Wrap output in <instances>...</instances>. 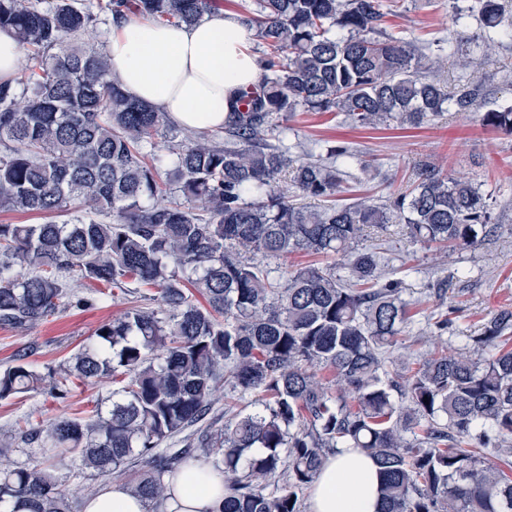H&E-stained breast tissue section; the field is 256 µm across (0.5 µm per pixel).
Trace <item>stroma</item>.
Masks as SVG:
<instances>
[{"label": "stroma", "instance_id": "35a3bbf8", "mask_svg": "<svg viewBox=\"0 0 512 512\" xmlns=\"http://www.w3.org/2000/svg\"><path fill=\"white\" fill-rule=\"evenodd\" d=\"M387 30L417 46L444 39L456 52L444 60L434 76L447 88L471 81L484 87L482 110L512 105V37L485 32L475 0H399L397 16ZM481 45L491 56L486 65L462 68L459 50ZM481 112L446 113L418 129L393 125L378 130L357 127L343 115L298 111L278 121L286 135L269 134V143L295 157L326 155L339 143L353 157L345 163L341 196H367L380 201L408 189L420 162L438 166L444 174L461 177L493 198L489 235L476 247L444 255L437 247L412 241L400 224L372 231L364 247L385 256L392 278L403 287V299L415 317L390 350L396 361L416 362L419 355L440 345L462 347L481 325L504 307H512V136L481 125ZM106 302L90 307H65L46 320L24 329L0 328V369L20 353H28L40 371L56 370L96 329L138 304L133 291L107 288ZM449 314L447 332L437 333L438 314ZM111 380L74 381L65 398L30 392L0 401V466L21 463L26 454L18 442L17 425L38 426L91 410L106 401ZM53 465L62 489L84 512L88 498L107 485V478L77 473L72 461L55 458Z\"/></svg>", "mask_w": 512, "mask_h": 512}]
</instances>
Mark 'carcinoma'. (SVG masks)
<instances>
[{
  "label": "carcinoma",
  "mask_w": 512,
  "mask_h": 512,
  "mask_svg": "<svg viewBox=\"0 0 512 512\" xmlns=\"http://www.w3.org/2000/svg\"><path fill=\"white\" fill-rule=\"evenodd\" d=\"M210 3L0 0V28L41 69L0 83V210L53 214L82 200L109 218L0 224V327L94 303L73 277L106 287L127 278L156 289L161 306L103 323L58 372L25 355L0 369V401L46 383L62 398L72 377L119 384L87 419L19 431L39 455L0 468V512H72L57 456L102 477L137 468L128 485L151 512L166 499L164 477L190 471L222 480V512H301L300 491L339 448L376 461L382 512H512V308L460 351L391 370L384 353L410 321L408 304L401 282L384 278L385 257L360 247L386 224L428 246H475L489 198L422 163L411 190L383 204H336L349 147L329 148L327 162L267 141L272 120L300 108L418 128L477 111L482 86L451 92L421 76L444 44L432 58L385 33V0H256L245 21L268 49L260 84L241 93L224 131L148 153L172 122L108 78L88 40L93 23L125 10L190 26ZM476 7L488 29L512 17V0ZM480 121L511 135L512 107ZM283 179L322 205L289 201ZM294 252L340 255L348 276L308 264L275 277L263 263ZM221 388L256 399L215 429L207 416Z\"/></svg>",
  "instance_id": "1"
}]
</instances>
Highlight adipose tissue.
<instances>
[{"label": "adipose tissue", "instance_id": "adipose-tissue-1", "mask_svg": "<svg viewBox=\"0 0 512 512\" xmlns=\"http://www.w3.org/2000/svg\"><path fill=\"white\" fill-rule=\"evenodd\" d=\"M253 28L230 11L205 14L191 26L124 14L113 17L106 45L109 76L132 98L167 112L194 131L228 123L241 92L259 84L263 69L252 52ZM380 476L354 448L330 456L314 482L308 512H379ZM224 487L191 472L173 480L163 512H220ZM144 500L114 479L90 497L84 512H147Z\"/></svg>", "mask_w": 512, "mask_h": 512}]
</instances>
